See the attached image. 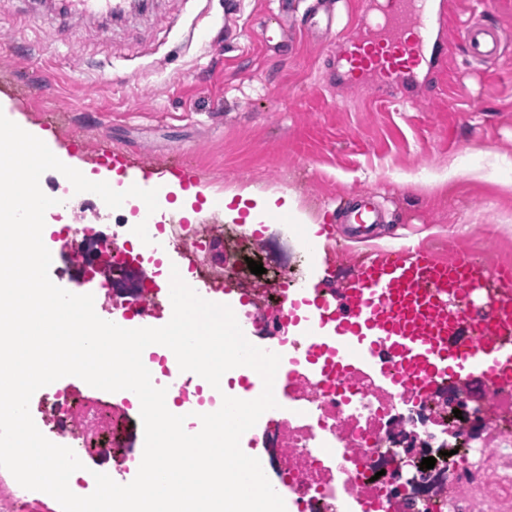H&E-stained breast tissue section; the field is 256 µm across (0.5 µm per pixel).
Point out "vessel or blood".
Here are the masks:
<instances>
[{"label":"vessel or blood","mask_w":512,"mask_h":512,"mask_svg":"<svg viewBox=\"0 0 512 512\" xmlns=\"http://www.w3.org/2000/svg\"><path fill=\"white\" fill-rule=\"evenodd\" d=\"M428 0H379L365 39L347 41L350 82L376 72L385 80L412 72L426 60L429 32L411 18L425 14ZM70 17H124L130 0H66ZM473 61L499 59L504 36L498 25L473 14L458 33ZM103 166L123 170L126 182L148 188L158 182L200 183L195 168L180 164L158 171L137 166L126 155L103 153ZM354 237H367L380 220L372 197H358L346 210ZM288 316L309 331L308 357L349 370L362 365L392 387L413 384L417 395L430 391L436 374L452 379L498 382L512 379V268L495 267L459 254L446 259L427 248L394 246L356 262L342 299L321 289L302 288ZM403 365L390 370L391 361Z\"/></svg>","instance_id":"b4317fda"}]
</instances>
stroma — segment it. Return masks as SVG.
Returning a JSON list of instances; mask_svg holds the SVG:
<instances>
[{
  "label": "stroma",
  "mask_w": 512,
  "mask_h": 512,
  "mask_svg": "<svg viewBox=\"0 0 512 512\" xmlns=\"http://www.w3.org/2000/svg\"><path fill=\"white\" fill-rule=\"evenodd\" d=\"M451 2L449 24L429 19L431 45L447 48L446 60L386 89L376 75L349 84L341 59L363 32L366 0H344L332 42L308 34L311 0H148L122 20L76 25L39 0H0V110L93 180L110 150L159 168L191 164L202 177V198L191 203L198 224L225 223L228 192L290 195L298 221L263 211L238 240V288L281 287L292 266L309 276L297 260L312 238L323 248L321 280L342 289L349 266L374 250L361 240L328 248L329 229L347 230L339 206L359 195L385 214L382 244L512 262V183L466 169L445 181L417 174L460 156L512 158V52L469 62L456 46L469 0ZM270 31L290 49H271ZM76 220L134 224L138 205L104 212L74 194L67 210L45 214L49 224ZM251 260L264 274L251 273Z\"/></svg>",
  "instance_id": "stroma-1"
}]
</instances>
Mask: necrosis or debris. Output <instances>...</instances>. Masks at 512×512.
Wrapping results in <instances>:
<instances>
[{"instance_id": "1", "label": "necrosis or debris", "mask_w": 512, "mask_h": 512, "mask_svg": "<svg viewBox=\"0 0 512 512\" xmlns=\"http://www.w3.org/2000/svg\"><path fill=\"white\" fill-rule=\"evenodd\" d=\"M166 239L197 266H204L213 234L197 224H168ZM96 241L111 262L109 283L122 280L134 256L118 233L92 224L71 225L61 246L69 268L90 259L82 243ZM298 281L249 300L246 319L266 330L267 345L285 351L283 408L255 437L258 458L274 490L295 512H512V384L441 379L431 396L416 398L372 384L358 373L324 375L293 358L297 337L288 322V299ZM482 396L485 422L473 414ZM42 433L55 439L70 423L77 456L97 459L116 449L112 461L127 464L135 451L139 415L131 403L107 395L56 394L37 401ZM456 454L445 455L450 436ZM435 458L434 468L414 476L398 471V459Z\"/></svg>"}]
</instances>
